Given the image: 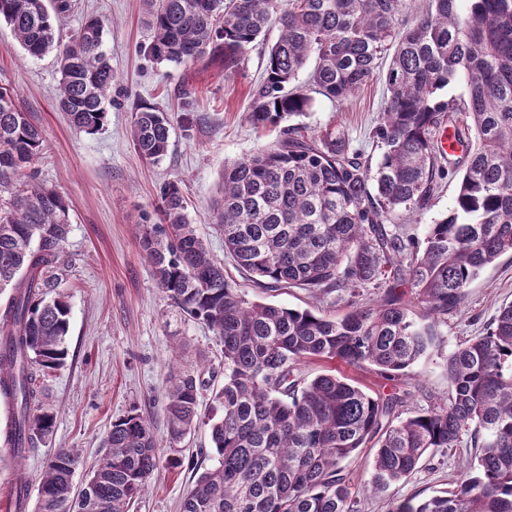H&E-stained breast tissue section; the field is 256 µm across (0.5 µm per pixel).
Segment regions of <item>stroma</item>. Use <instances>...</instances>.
Here are the masks:
<instances>
[{"label":"stroma","mask_w":512,"mask_h":512,"mask_svg":"<svg viewBox=\"0 0 512 512\" xmlns=\"http://www.w3.org/2000/svg\"><path fill=\"white\" fill-rule=\"evenodd\" d=\"M89 16L105 22L104 48L116 75L106 123L93 134L74 128L55 106L59 74L54 54L29 57L0 23V87L13 90L17 104L40 127L46 154L39 178L67 198L71 218L65 243L69 264L59 284L71 307L67 356L43 380V403L54 415V429L38 455L22 465L0 448V501L18 476L37 483L42 456L56 449H78L83 468H90L113 421L134 410L151 423L160 454L180 452L185 465L159 469L132 512H179L196 468L212 465L213 450L205 425L179 445L169 443L163 412L166 382L173 367L194 371L208 383L202 412L211 414L213 392L224 383V359L213 333L175 307L143 257V228L160 221V186L178 181L193 224L247 300L310 308L331 318L345 304L333 293L315 296L301 288L257 287L225 258L224 237L213 223L225 165L272 145L281 135L280 129L257 128L245 118L264 80L277 30H270L228 74L221 63L207 58L187 66L150 60L144 52L151 31L143 0H76L74 13L61 24L63 36H71ZM385 98L380 78L341 105L317 94L300 122L312 134L344 130L354 146H366L372 154L376 148L369 133ZM143 102L167 112L171 121L169 152L157 163L143 160L131 140L133 109ZM510 302L512 256L507 255L471 284L462 313L449 317L442 329L446 348L485 332L498 308ZM412 372L423 390L409 402V410L429 408L433 400L447 396L448 374L439 355L423 359ZM474 454L469 447L449 451L445 462L423 465L406 480L367 497L365 512H388L394 503L453 487L463 461Z\"/></svg>","instance_id":"1"}]
</instances>
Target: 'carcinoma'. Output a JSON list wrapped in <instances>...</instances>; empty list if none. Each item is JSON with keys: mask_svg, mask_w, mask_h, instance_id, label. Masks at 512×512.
<instances>
[{"mask_svg": "<svg viewBox=\"0 0 512 512\" xmlns=\"http://www.w3.org/2000/svg\"><path fill=\"white\" fill-rule=\"evenodd\" d=\"M158 64L206 56L235 70L274 24L266 80L246 113L256 128L307 114L319 94L343 104L376 75L387 47L388 99L371 131L378 158L340 131L309 135L290 125L273 146L224 166L217 224L224 251L261 288L340 292L346 312L249 302L224 277L192 224L179 183H165L141 248L159 286L189 318L205 324L224 357V384L208 417L215 463L184 497L180 512H362L342 462L376 449L371 490L407 479L427 458L470 438L478 455L456 486L410 498L390 512H512V303L486 332L445 356L448 398L404 415L412 368L440 350V327L459 312L486 268L512 254V0H147ZM75 0H0V22L33 58L53 52L58 106L88 133L103 127L115 75L103 50L104 22L89 18L64 42L55 20ZM308 90L288 85L310 56ZM453 80L466 97L444 100ZM453 128L451 160L439 146ZM137 151L153 163L170 146L167 114L134 110ZM44 140L29 113L0 87V398L13 416L0 443L20 462L37 453L54 418L41 379L63 365L70 306L55 292L67 265L64 195L37 180ZM459 177L448 212L419 235L409 228ZM377 291L365 304L361 292ZM341 360L370 369L384 391L369 393L331 373L301 377L303 363ZM205 382L172 372L166 390L168 439L201 422ZM79 451L48 455L37 485L12 488L15 512H130L161 465L157 440L138 412L112 422L106 448L83 487Z\"/></svg>", "mask_w": 512, "mask_h": 512, "instance_id": "carcinoma-1", "label": "carcinoma"}]
</instances>
